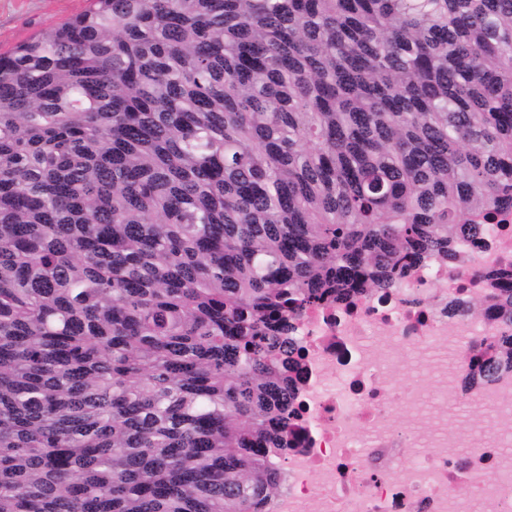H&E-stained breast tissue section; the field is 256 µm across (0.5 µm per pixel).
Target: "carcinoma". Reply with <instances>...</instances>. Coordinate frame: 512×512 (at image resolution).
Instances as JSON below:
<instances>
[{"instance_id":"1","label":"carcinoma","mask_w":512,"mask_h":512,"mask_svg":"<svg viewBox=\"0 0 512 512\" xmlns=\"http://www.w3.org/2000/svg\"><path fill=\"white\" fill-rule=\"evenodd\" d=\"M508 218L512 0H90L0 53V512H267L293 320Z\"/></svg>"}]
</instances>
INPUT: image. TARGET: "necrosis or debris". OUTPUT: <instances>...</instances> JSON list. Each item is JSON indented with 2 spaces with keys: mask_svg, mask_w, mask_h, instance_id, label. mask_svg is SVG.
Instances as JSON below:
<instances>
[{
  "mask_svg": "<svg viewBox=\"0 0 512 512\" xmlns=\"http://www.w3.org/2000/svg\"><path fill=\"white\" fill-rule=\"evenodd\" d=\"M467 254L296 320L300 417L268 512H512V377L460 391L477 344L512 325L448 312L512 269V224L485 225ZM458 395L487 408L483 429L449 430Z\"/></svg>",
  "mask_w": 512,
  "mask_h": 512,
  "instance_id": "1",
  "label": "necrosis or debris"
}]
</instances>
